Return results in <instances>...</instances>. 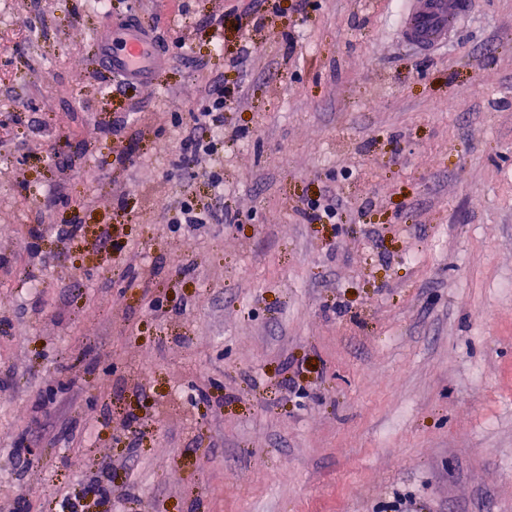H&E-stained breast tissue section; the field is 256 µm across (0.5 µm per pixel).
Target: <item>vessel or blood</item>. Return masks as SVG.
<instances>
[{"mask_svg": "<svg viewBox=\"0 0 512 512\" xmlns=\"http://www.w3.org/2000/svg\"><path fill=\"white\" fill-rule=\"evenodd\" d=\"M471 0H403L404 41L420 51L443 47L467 14ZM97 64L131 84L151 82L168 63L155 36L129 17L107 19L93 37Z\"/></svg>", "mask_w": 512, "mask_h": 512, "instance_id": "b4317fda", "label": "vessel or blood"}]
</instances>
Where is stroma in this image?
<instances>
[{
	"label": "stroma",
	"mask_w": 512,
	"mask_h": 512,
	"mask_svg": "<svg viewBox=\"0 0 512 512\" xmlns=\"http://www.w3.org/2000/svg\"><path fill=\"white\" fill-rule=\"evenodd\" d=\"M0 9L14 512H512V0L434 52L401 0H109L169 57L126 88L91 0ZM218 87L220 193L172 166ZM177 209V216L172 219V224H210L211 220H218L214 213L195 208L188 198L181 200Z\"/></svg>",
	"instance_id": "1"
}]
</instances>
